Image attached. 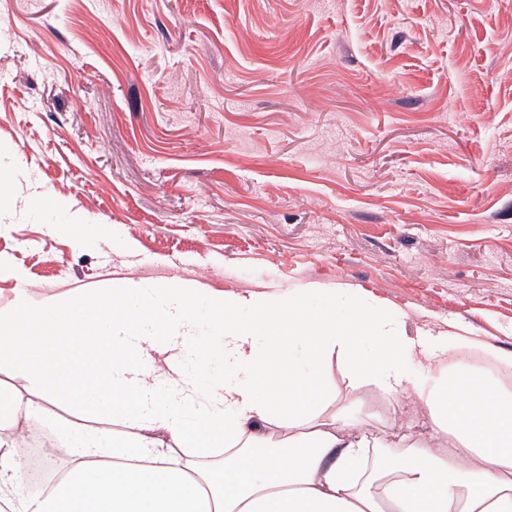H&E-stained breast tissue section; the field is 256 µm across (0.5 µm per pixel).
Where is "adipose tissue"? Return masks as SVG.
<instances>
[{"label": "adipose tissue", "mask_w": 512, "mask_h": 512, "mask_svg": "<svg viewBox=\"0 0 512 512\" xmlns=\"http://www.w3.org/2000/svg\"><path fill=\"white\" fill-rule=\"evenodd\" d=\"M354 319L306 289L270 299L126 282L0 306V367L119 434L55 426L0 383V501L11 512H512V352L456 324L409 337L404 314L359 287ZM483 366L455 361L461 348ZM392 398L415 394L435 433L386 456L337 411L334 372ZM57 427L70 460L41 495L10 482L19 424Z\"/></svg>", "instance_id": "1"}]
</instances>
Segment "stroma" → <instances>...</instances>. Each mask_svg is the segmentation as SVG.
Returning <instances> with one entry per match:
<instances>
[{
	"mask_svg": "<svg viewBox=\"0 0 512 512\" xmlns=\"http://www.w3.org/2000/svg\"><path fill=\"white\" fill-rule=\"evenodd\" d=\"M0 184V305L346 283L511 352L512 0H0ZM56 197L133 251L51 233ZM335 385L385 444L430 440L413 397Z\"/></svg>",
	"mask_w": 512,
	"mask_h": 512,
	"instance_id": "stroma-1",
	"label": "stroma"
}]
</instances>
